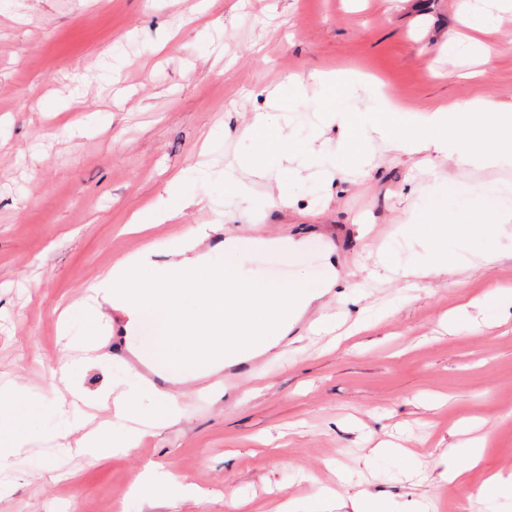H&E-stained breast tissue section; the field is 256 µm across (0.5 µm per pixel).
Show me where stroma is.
I'll return each instance as SVG.
<instances>
[{
    "mask_svg": "<svg viewBox=\"0 0 512 512\" xmlns=\"http://www.w3.org/2000/svg\"><path fill=\"white\" fill-rule=\"evenodd\" d=\"M483 15L493 22L475 33ZM331 70L380 78L409 122L455 99L512 107V11L500 0H17L0 14V383L25 385L36 410L0 512H225L229 489L237 512L287 499L299 512H358L362 493L385 512L428 500L435 512H479L470 493L512 473V307L491 320L483 303L512 288V222L482 210V230L457 249L461 267L415 288L377 265L383 247L399 267L425 259L438 244L436 213L479 183L512 188V165L380 151L331 186L302 177L287 204L224 214L217 186L252 147L241 137L250 115L269 111L268 91L288 76ZM203 159L213 174L176 217L123 232ZM192 224L211 225L213 266L224 264L225 237L293 236L308 247L281 282L317 284L332 263L339 286L234 391L219 375L190 381L180 421L130 453H59L77 439L51 374L67 345L100 344L78 373L86 391L130 388L145 373L130 353L142 338L125 334L111 303L91 322L61 312L101 270L146 243L174 244ZM490 240L499 258L487 265ZM364 315L366 329L337 348L307 331L321 316L348 331ZM463 417L486 439L465 490L443 480L466 440ZM391 443L412 456L386 453ZM148 468L199 499L134 494Z\"/></svg>",
    "mask_w": 512,
    "mask_h": 512,
    "instance_id": "35a3bbf8",
    "label": "stroma"
}]
</instances>
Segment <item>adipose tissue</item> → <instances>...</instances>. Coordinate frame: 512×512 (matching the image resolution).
Listing matches in <instances>:
<instances>
[{
    "instance_id": "adipose-tissue-1",
    "label": "adipose tissue",
    "mask_w": 512,
    "mask_h": 512,
    "mask_svg": "<svg viewBox=\"0 0 512 512\" xmlns=\"http://www.w3.org/2000/svg\"><path fill=\"white\" fill-rule=\"evenodd\" d=\"M209 236L205 225L189 227L181 244L171 249L173 258L154 266L159 247L149 244L133 257L118 262L87 284L88 298L113 301L126 318V328L142 334L136 352L164 380L156 385L142 379L140 393L84 392L77 382V362L63 357L52 370L72 398L115 415L140 412L141 395L154 403L155 426L176 423L181 418L175 385L190 379L213 376L240 362L262 355L275 356L280 341L303 314L338 282L335 269L315 285L298 281L287 285L263 284L236 274L244 247L275 248L284 257L296 256L305 241L291 237L225 239L223 267H213L200 244ZM24 399L15 386H0V470L13 465L24 443L17 428L27 417L17 411ZM139 433L117 439L105 428L83 432L78 453L93 459L109 451L127 453L136 447Z\"/></svg>"
}]
</instances>
